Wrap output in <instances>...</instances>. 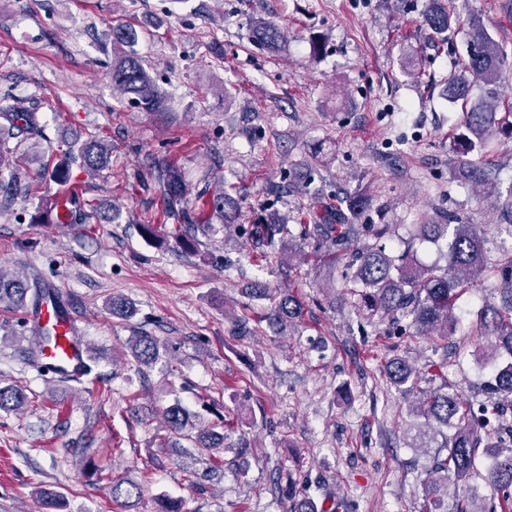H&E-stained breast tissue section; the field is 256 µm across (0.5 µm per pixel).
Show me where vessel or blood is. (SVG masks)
Instances as JSON below:
<instances>
[{
  "label": "vessel or blood",
  "instance_id": "1",
  "mask_svg": "<svg viewBox=\"0 0 512 512\" xmlns=\"http://www.w3.org/2000/svg\"><path fill=\"white\" fill-rule=\"evenodd\" d=\"M43 292L45 301L30 310V322L41 347V364L54 378L75 376L88 360L86 346L78 336L74 318L59 297L56 284H45Z\"/></svg>",
  "mask_w": 512,
  "mask_h": 512
}]
</instances>
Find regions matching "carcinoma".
I'll return each instance as SVG.
<instances>
[{
  "label": "carcinoma",
  "instance_id": "obj_1",
  "mask_svg": "<svg viewBox=\"0 0 512 512\" xmlns=\"http://www.w3.org/2000/svg\"><path fill=\"white\" fill-rule=\"evenodd\" d=\"M455 21L448 9L447 0H428L422 14V23L432 34L443 38ZM470 41L466 56L458 59L457 67L448 78V102H462V122L451 142L455 154L456 170L460 178L476 185L486 197H497L499 191L494 180L487 177L477 165L468 160L473 154H483L497 132L512 130V95L504 88L503 74L509 67V54L487 30L481 17L466 19ZM250 40L270 51H277L284 39L282 29L261 18L252 21ZM112 87L122 94H130L148 111L163 106L164 98L151 81L142 61L133 53L115 58L111 71ZM481 88L476 101H469L473 86ZM25 133H40L38 115L24 102L0 111V135L12 129ZM111 147L105 140L93 136L79 150L80 166L101 170L108 166ZM70 165L61 159L47 166V171L36 175V181L51 177L58 181L69 180ZM157 186L163 199L167 217L175 221L170 228L171 237L186 251L197 248L195 224L185 208V186L177 167L161 162L157 170ZM32 185L6 181L0 176V192L7 195L26 196ZM226 187L208 198L205 205L220 215L227 227H236L238 233L250 239V261L261 263L268 259L276 247H286L293 236L289 225L274 213L266 214L257 224L247 226L236 223L238 203ZM69 208L71 221L88 224L102 220L98 205L89 199L72 200ZM369 205L368 195L357 189L349 193L343 204L338 205L321 197L314 198L312 223L300 225L299 236L316 240V248L331 262H341L352 270L349 277V304L357 314L369 321H395L406 319L420 335H431L438 340L448 339L457 331L459 320L453 315V306L463 287L495 271L494 291L499 294L501 307H490L492 318L480 320V335L492 337L488 350L476 358L480 382L476 390L488 395L479 405L487 419L479 421L474 411L473 397L465 396L448 387V359L428 361L417 367L403 357L386 361L384 372L390 382L403 393L418 388L421 380L440 381V384L421 393L412 415L421 422L410 425L415 431L414 444L429 462L423 479V501L419 512H448L445 496L448 483L467 486L478 474V465L485 464L484 479L500 493L498 508L492 512H512V258L499 263L489 262L485 237L474 224L462 217L454 224H416L415 235L434 242L445 241L441 266L419 261L411 249L399 254L386 251L381 244L393 236L391 224H356L354 219ZM60 202L52 201L41 207L36 222L55 224ZM375 240L372 245L354 246L359 238ZM41 289L27 279L5 272L0 268V306L18 311L32 299H40ZM253 298L271 301L269 320L280 323L299 322L303 319L304 304L294 292L278 296L269 288L253 289ZM132 357L142 366L150 367L161 356L159 340L147 333L129 340ZM27 403L26 394L19 387L0 385V411H18ZM170 430L180 433L187 427L184 409L174 404L165 411ZM226 419L220 424L187 433L194 451L212 455L224 445ZM112 501L129 507L130 500H140L141 487L133 481H111ZM45 512H62L63 495L54 490L41 492ZM345 506L333 496L320 502L303 499L293 502L290 512H342Z\"/></svg>",
  "mask_w": 512,
  "mask_h": 512
}]
</instances>
